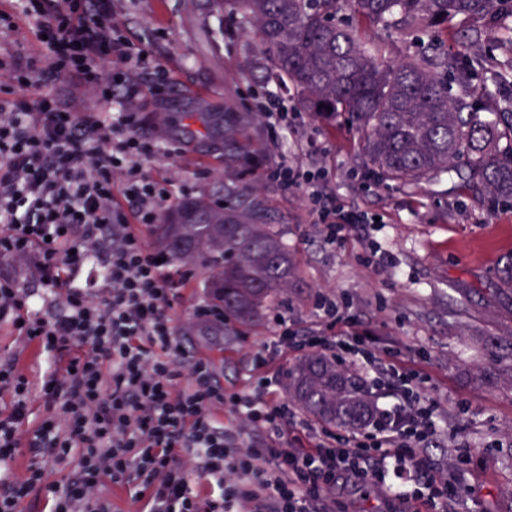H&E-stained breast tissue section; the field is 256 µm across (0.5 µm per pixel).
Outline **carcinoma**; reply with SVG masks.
<instances>
[{
	"instance_id": "carcinoma-1",
	"label": "carcinoma",
	"mask_w": 512,
	"mask_h": 512,
	"mask_svg": "<svg viewBox=\"0 0 512 512\" xmlns=\"http://www.w3.org/2000/svg\"><path fill=\"white\" fill-rule=\"evenodd\" d=\"M506 0H219L255 25L265 76L294 90L300 107L359 134L367 164L383 180L417 184L446 173L481 190L493 205H512V111L488 85V43L506 27ZM349 8L358 20L338 21ZM457 18L459 50L444 42L386 62L367 47L362 29L383 26L406 40L424 29L448 35ZM223 204L183 199L153 233L172 261L203 265V288L224 313L223 336L262 324L272 307L289 306L300 287L284 231L271 223L265 190L231 173L256 132L258 113L224 106ZM289 400L311 417L344 429L372 418L374 403L351 370L310 354L287 374Z\"/></svg>"
}]
</instances>
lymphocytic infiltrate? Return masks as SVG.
<instances>
[{
  "label": "lymphocytic infiltrate",
  "instance_id": "f902f5d3",
  "mask_svg": "<svg viewBox=\"0 0 512 512\" xmlns=\"http://www.w3.org/2000/svg\"><path fill=\"white\" fill-rule=\"evenodd\" d=\"M19 5L46 37V63L0 59V257L34 266L45 291L0 280V329L34 345L48 371L35 393L15 363H0V392L11 396L0 412V512H20L39 496L49 512H112L113 488L127 490L139 512H350L335 495L348 483L389 488L397 512H436L448 482L420 454L437 433L428 376L384 367L365 334L336 341L282 327L253 350L244 394L223 391L207 361L185 355L173 326L170 259L143 234L171 195L141 165L158 145L135 132L141 77L160 89L167 73L113 22V0ZM34 75L40 90L9 99ZM64 78L117 112L65 105L52 88ZM263 176L308 188V209L329 242L370 221L320 192L322 169L282 158ZM89 262L101 268V286L72 284L70 270ZM50 297L62 304L47 314ZM340 347L386 377V399L363 436L316 432L302 445L288 436L296 413L276 399L270 361L288 350ZM37 401L44 413L32 427ZM227 408L237 427L221 419ZM248 430L263 434L262 446L243 441ZM22 454L29 461L20 471ZM393 460L417 474L415 486L389 485ZM63 464L74 465L72 476L50 481Z\"/></svg>",
  "mask_w": 512,
  "mask_h": 512
}]
</instances>
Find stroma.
Returning a JSON list of instances; mask_svg holds the SVG:
<instances>
[{"instance_id": "obj_1", "label": "stroma", "mask_w": 512, "mask_h": 512, "mask_svg": "<svg viewBox=\"0 0 512 512\" xmlns=\"http://www.w3.org/2000/svg\"><path fill=\"white\" fill-rule=\"evenodd\" d=\"M114 12L125 35L146 47L170 78L160 98L150 80L142 82L137 131L162 148L144 162L145 172L167 178L178 201L221 190L222 140L184 139L179 117L203 108L220 112L228 103L252 112L264 92L276 88L251 51L252 36L213 0H114ZM0 13L12 19L0 27V57L38 56L40 36L16 0H0ZM281 142L292 164L325 171V194L377 221L329 244L311 221L305 188L265 181L302 288L288 309H272L262 327L231 339L208 336L194 313L204 299L206 271L192 267L175 286L181 344L209 360L218 385L246 392L249 354L278 332L279 319L302 336H343L357 327L375 348H397L404 366L430 377L425 394L438 402L440 421L426 453L453 488L445 512H512V283L500 276L512 257V209L477 201L445 175L417 185L381 181L362 163L354 131L303 111ZM374 248L391 257L390 266L365 265ZM320 294L336 299L335 323L318 310ZM11 359L39 388L45 356L0 332V363Z\"/></svg>"}]
</instances>
